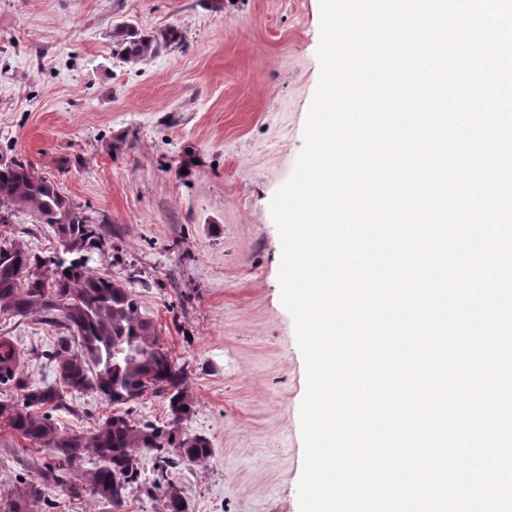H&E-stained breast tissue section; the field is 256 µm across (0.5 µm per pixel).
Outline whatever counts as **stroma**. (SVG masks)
I'll use <instances>...</instances> for the list:
<instances>
[{"mask_svg": "<svg viewBox=\"0 0 512 512\" xmlns=\"http://www.w3.org/2000/svg\"><path fill=\"white\" fill-rule=\"evenodd\" d=\"M183 30L182 46L136 63L112 32ZM319 0H0V150H14L94 222L114 249L96 266L131 280L196 412L185 429L213 449L170 478L190 512H299L306 370L281 302V244L269 202L291 174L319 81ZM47 255L52 231L22 215L0 242ZM55 330L0 312V337L42 358ZM113 412L87 394L60 427ZM46 452L0 426V494L38 480Z\"/></svg>", "mask_w": 512, "mask_h": 512, "instance_id": "stroma-1", "label": "stroma"}]
</instances>
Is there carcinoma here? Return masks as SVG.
<instances>
[{"mask_svg":"<svg viewBox=\"0 0 512 512\" xmlns=\"http://www.w3.org/2000/svg\"><path fill=\"white\" fill-rule=\"evenodd\" d=\"M183 40L174 26L144 34L127 24L116 30L112 45L125 61L138 62L161 44ZM7 158L0 163V224L33 215L52 229L62 258L44 278V258L25 242L1 243L0 310L37 315L61 332L47 353L57 374L50 383L31 381L22 367L32 352L0 338V389L16 393L0 401V422L50 456L38 481L21 480L0 496V512H47L53 508L50 491L57 487L72 498L106 504L110 512H123L134 489L157 502L159 512H188L184 491L168 470L185 463L203 467L212 448L208 438L184 432L195 414L186 370L160 343L132 287L94 267L110 249L108 229L71 204L54 182L36 175L28 161ZM148 391L168 402V420L161 426L134 422L124 410L87 433L66 431L53 419L55 412H76L81 395L96 393L124 407ZM147 454L156 463L150 483L142 479Z\"/></svg>","mask_w":512,"mask_h":512,"instance_id":"obj_1","label":"carcinoma"}]
</instances>
